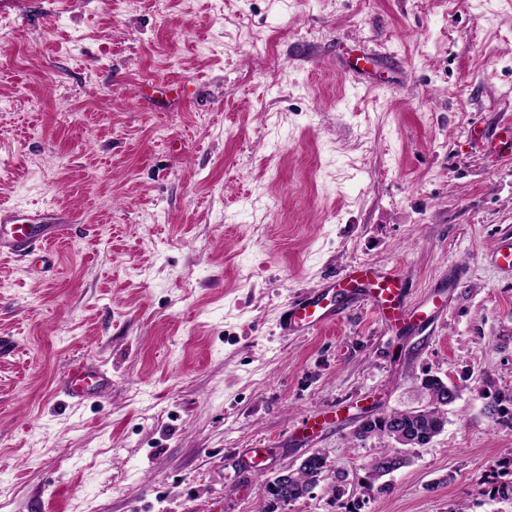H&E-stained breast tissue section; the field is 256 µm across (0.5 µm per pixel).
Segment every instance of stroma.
I'll return each instance as SVG.
<instances>
[{"instance_id": "1", "label": "stroma", "mask_w": 512, "mask_h": 512, "mask_svg": "<svg viewBox=\"0 0 512 512\" xmlns=\"http://www.w3.org/2000/svg\"><path fill=\"white\" fill-rule=\"evenodd\" d=\"M512 0H15L0 13V204L64 209L38 274L0 259V512H512ZM436 318L284 311L348 266ZM75 357L112 387L69 405ZM448 422L365 492L367 418ZM312 433L301 427L310 419ZM263 455L254 470L244 449ZM328 469L269 505L311 453ZM421 378V387L431 401L428 409L422 410V414L408 415L405 411H394L389 415L384 414L364 420L356 431V438L363 440L371 436L386 437V430L405 431L409 437L412 448L428 445L438 436L447 423V416L444 407L453 402L457 397L458 390L454 387L455 394L452 397L449 386L434 375L425 373ZM451 399V400H450ZM390 418V420H389ZM387 437L401 447L404 446L403 439L398 433L388 432ZM327 468L326 457L319 452H314L305 457L298 468L290 471L288 478L283 481H269L265 484V493L273 501L298 500L308 494L320 481ZM314 486V487H313ZM313 487L312 489H310Z\"/></svg>"}]
</instances>
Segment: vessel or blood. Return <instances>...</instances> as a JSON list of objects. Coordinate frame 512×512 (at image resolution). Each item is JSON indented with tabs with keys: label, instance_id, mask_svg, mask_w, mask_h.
Segmentation results:
<instances>
[{
	"label": "vessel or blood",
	"instance_id": "vessel-or-blood-1",
	"mask_svg": "<svg viewBox=\"0 0 512 512\" xmlns=\"http://www.w3.org/2000/svg\"><path fill=\"white\" fill-rule=\"evenodd\" d=\"M72 223L69 212H26L0 208V256H22L36 250L44 268L55 265L54 243L67 234ZM408 286L396 272L377 273L366 265L346 268L337 279L316 289L287 308L283 327L291 333H313L335 321L355 300L366 301L374 312L397 317L411 313L406 303ZM110 379L87 360L74 358L60 381V390L73 403L101 394Z\"/></svg>",
	"mask_w": 512,
	"mask_h": 512
}]
</instances>
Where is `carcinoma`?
I'll return each mask as SVG.
<instances>
[{"label":"carcinoma","mask_w":512,"mask_h":512,"mask_svg":"<svg viewBox=\"0 0 512 512\" xmlns=\"http://www.w3.org/2000/svg\"><path fill=\"white\" fill-rule=\"evenodd\" d=\"M421 387L430 400V406L419 415H409L405 411H394L364 420L356 431V438L363 440L371 436H386L388 430L407 433L413 447L428 445L438 436L447 423L444 407L451 403V391L444 381L434 375L425 374L421 378ZM507 402L512 405V395H502L488 406V414L495 420L508 418L512 420V411L502 406ZM407 463L403 455L397 456L385 451L373 459L368 468V489H373L374 482L379 478L401 468ZM327 468L326 457L314 452L305 457L298 468L289 472L283 481L277 479L265 484V493L274 501L286 502L298 500L317 485Z\"/></svg>","instance_id":"1"}]
</instances>
